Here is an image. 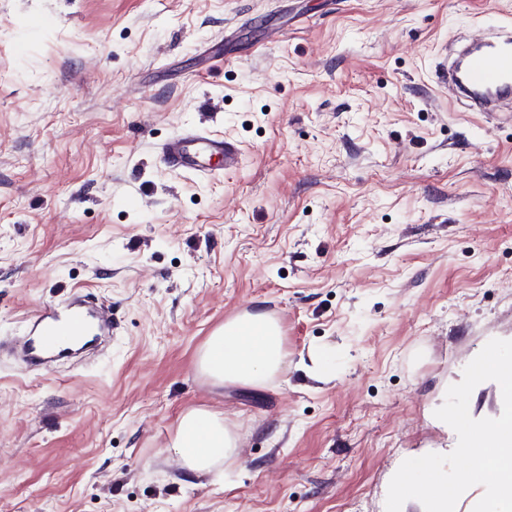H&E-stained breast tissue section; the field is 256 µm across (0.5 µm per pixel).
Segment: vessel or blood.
<instances>
[{"instance_id": "vessel-or-blood-1", "label": "vessel or blood", "mask_w": 512, "mask_h": 512, "mask_svg": "<svg viewBox=\"0 0 512 512\" xmlns=\"http://www.w3.org/2000/svg\"><path fill=\"white\" fill-rule=\"evenodd\" d=\"M436 73L449 96L466 111L496 114L502 105L512 104V31L492 29L472 37L454 57L442 59ZM161 155L172 168L212 176L218 161L224 169L237 168L242 148L236 141L191 130L165 142ZM108 325L103 309L75 292L63 303L37 310L28 338L19 341L15 350L30 360H41L65 352L70 340L95 335Z\"/></svg>"}]
</instances>
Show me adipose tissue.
I'll use <instances>...</instances> for the list:
<instances>
[{
	"label": "adipose tissue",
	"mask_w": 512,
	"mask_h": 512,
	"mask_svg": "<svg viewBox=\"0 0 512 512\" xmlns=\"http://www.w3.org/2000/svg\"><path fill=\"white\" fill-rule=\"evenodd\" d=\"M288 366L282 326L267 312L245 311L225 320L206 339L195 369L209 383L262 387ZM239 437L222 413L203 408L185 410L165 451L190 473L218 472L232 465Z\"/></svg>",
	"instance_id": "ef3b65f1"
}]
</instances>
